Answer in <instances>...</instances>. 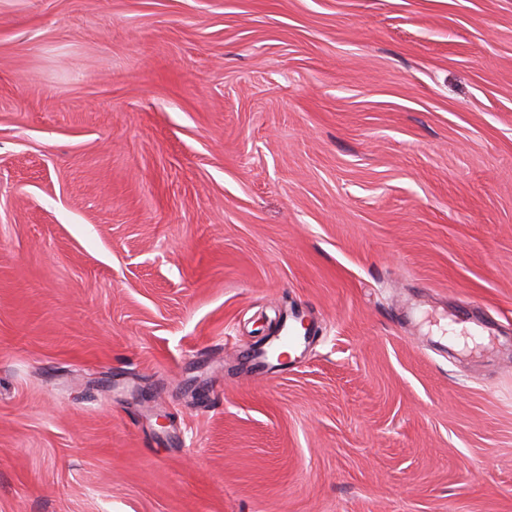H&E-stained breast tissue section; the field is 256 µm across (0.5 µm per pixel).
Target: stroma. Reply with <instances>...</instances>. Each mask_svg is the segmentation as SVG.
Here are the masks:
<instances>
[{
	"instance_id": "stroma-1",
	"label": "stroma",
	"mask_w": 512,
	"mask_h": 512,
	"mask_svg": "<svg viewBox=\"0 0 512 512\" xmlns=\"http://www.w3.org/2000/svg\"><path fill=\"white\" fill-rule=\"evenodd\" d=\"M0 512H512V0H0Z\"/></svg>"
}]
</instances>
